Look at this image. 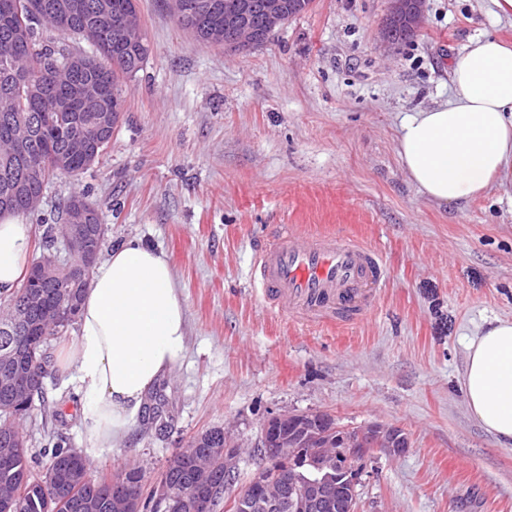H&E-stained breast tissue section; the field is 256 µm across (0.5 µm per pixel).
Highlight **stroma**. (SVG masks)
Instances as JSON below:
<instances>
[{
  "mask_svg": "<svg viewBox=\"0 0 512 512\" xmlns=\"http://www.w3.org/2000/svg\"><path fill=\"white\" fill-rule=\"evenodd\" d=\"M151 52L120 81L112 143L85 173L48 185L31 226L87 193L103 254L129 239L163 250L185 301L186 349L167 374L165 432L137 428L89 449L74 384L46 378L23 426L36 457L64 436L91 478L141 469L151 486L192 437L212 428L242 448L215 512H231L261 463L264 421L326 412L339 426L400 427L402 455H375L359 512H512V447L468 412L464 343L484 320L512 319V170L483 197L433 202L395 153L404 113L452 93V58L476 36L512 41L493 0H426L412 41L387 50L388 0H314L243 54L197 42L166 0H137ZM296 224L376 248L388 269L367 315L333 329L267 308L253 262L272 231Z\"/></svg>",
  "mask_w": 512,
  "mask_h": 512,
  "instance_id": "1",
  "label": "stroma"
}]
</instances>
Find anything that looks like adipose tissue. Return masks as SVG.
Instances as JSON below:
<instances>
[{
  "mask_svg": "<svg viewBox=\"0 0 512 512\" xmlns=\"http://www.w3.org/2000/svg\"><path fill=\"white\" fill-rule=\"evenodd\" d=\"M447 102L405 115L395 151L426 198L452 203L483 196L512 168V45L470 39L450 63ZM30 265L29 227L0 218V295ZM66 360L83 400L91 447L113 448L134 431L148 394L180 360L184 301L162 251L139 240L116 245L93 269ZM459 380L468 411L502 447L512 446V319L479 326L465 347Z\"/></svg>",
  "mask_w": 512,
  "mask_h": 512,
  "instance_id": "adipose-tissue-1",
  "label": "adipose tissue"
}]
</instances>
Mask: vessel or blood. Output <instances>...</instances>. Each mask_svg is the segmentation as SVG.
Here are the masks:
<instances>
[{
    "mask_svg": "<svg viewBox=\"0 0 512 512\" xmlns=\"http://www.w3.org/2000/svg\"><path fill=\"white\" fill-rule=\"evenodd\" d=\"M261 297L297 320L333 326L355 321L373 306L387 279L380 253L364 242L332 232L279 228L258 254Z\"/></svg>",
    "mask_w": 512,
    "mask_h": 512,
    "instance_id": "obj_1",
    "label": "vessel or blood"
}]
</instances>
